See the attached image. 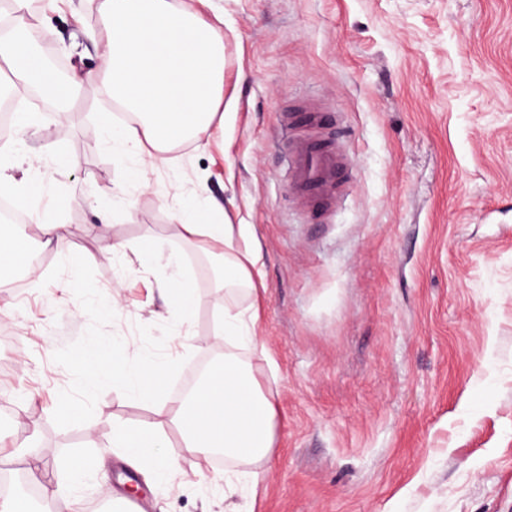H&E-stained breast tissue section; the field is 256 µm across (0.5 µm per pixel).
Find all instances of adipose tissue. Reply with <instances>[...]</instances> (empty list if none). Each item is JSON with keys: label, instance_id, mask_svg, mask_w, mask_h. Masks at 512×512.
<instances>
[{"label": "adipose tissue", "instance_id": "obj_1", "mask_svg": "<svg viewBox=\"0 0 512 512\" xmlns=\"http://www.w3.org/2000/svg\"><path fill=\"white\" fill-rule=\"evenodd\" d=\"M102 35L108 51L101 69L91 76L109 97L132 112L125 154L136 157L132 175L146 180L154 151H164L210 130L224 88V32L173 0H101ZM0 59L20 86L33 89L67 109L77 79H64L41 59L39 47L23 24L0 31ZM185 239L207 237L224 262L220 283L226 292L254 290L259 261L247 224H204L197 212L181 213ZM275 409L248 363L234 352L217 354L202 382L173 415L183 444L200 459L215 451L258 461L273 446ZM159 429L119 427L112 432V451L131 466L147 462L154 479L169 482L180 475L174 454L163 452Z\"/></svg>", "mask_w": 512, "mask_h": 512}]
</instances>
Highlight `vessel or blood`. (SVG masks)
I'll use <instances>...</instances> for the list:
<instances>
[{"instance_id":"b4317fda","label":"vessel or blood","mask_w":512,"mask_h":512,"mask_svg":"<svg viewBox=\"0 0 512 512\" xmlns=\"http://www.w3.org/2000/svg\"><path fill=\"white\" fill-rule=\"evenodd\" d=\"M331 124L323 112L311 111L303 118L288 111L279 115L293 193L314 218L332 211L354 178V166L332 136Z\"/></svg>"}]
</instances>
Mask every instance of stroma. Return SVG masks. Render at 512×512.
<instances>
[{"label":"stroma","instance_id":"obj_1","mask_svg":"<svg viewBox=\"0 0 512 512\" xmlns=\"http://www.w3.org/2000/svg\"><path fill=\"white\" fill-rule=\"evenodd\" d=\"M224 28V100L208 135L159 153L148 186L90 81L107 53L99 0H41L32 29L68 73L84 75L67 112L33 100L0 143V178L41 186L26 221L65 225L68 248L33 242L34 271L0 288V441L23 476L57 480L83 457L90 474L54 501L78 512L113 499L139 512H512V0H175ZM311 105L336 116L355 167L342 202L312 220L288 188L277 114ZM248 224L261 256L258 343L242 354L275 406V443L256 463L209 464L164 428L182 471L146 480L115 454L118 426L151 428L177 409L181 386L213 357L228 300L191 265L196 306L174 322L139 242L161 254H205L177 216ZM127 246L112 253V242ZM93 267L117 297L109 333L128 356L138 329L183 360L160 404L114 388L93 418L61 428L52 415L72 381L53 359L90 320L65 254Z\"/></svg>","mask_w":512,"mask_h":512}]
</instances>
